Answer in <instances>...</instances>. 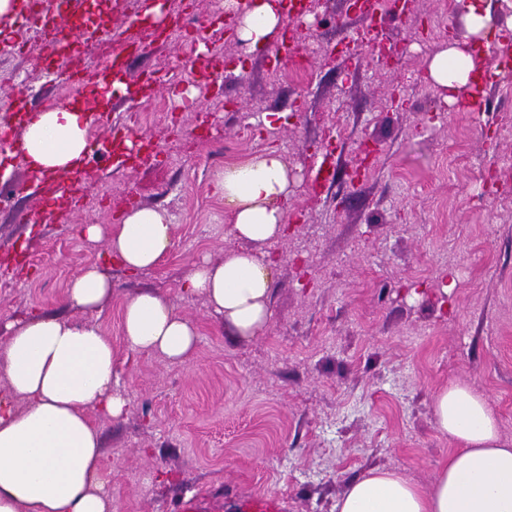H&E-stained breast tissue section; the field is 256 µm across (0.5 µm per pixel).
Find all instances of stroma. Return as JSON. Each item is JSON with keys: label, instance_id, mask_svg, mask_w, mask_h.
Listing matches in <instances>:
<instances>
[{"label": "stroma", "instance_id": "obj_1", "mask_svg": "<svg viewBox=\"0 0 512 512\" xmlns=\"http://www.w3.org/2000/svg\"><path fill=\"white\" fill-rule=\"evenodd\" d=\"M307 2L342 24L303 29L314 54L301 85L268 50L248 52L211 21L212 0H166L169 15L189 6L208 20L207 54L222 64L223 81L191 82L178 31L132 57L130 87L151 73L163 88L190 86L198 109L142 122L135 99L113 96L90 143L125 127L159 155L127 171L86 163L79 205L52 219L19 222L20 213L46 209L47 195L22 155L0 157V257L21 261L0 266V345L2 319L65 313L69 282L90 264L112 281L99 324L113 342L125 300L142 287L167 292L198 325L189 364L131 356L119 368L126 415L91 416L112 461L115 512H176L195 493L223 495L229 508L240 496L275 493L288 512H336L347 482L373 468L430 486L456 449L433 413L451 381L484 394L512 440V181L489 188L481 180L488 166H512V94L504 78L491 79L493 112L473 115L425 79L429 57L470 39L462 0H411L406 13L383 14V42L402 52L391 65L364 49L337 52L367 25L350 0ZM54 52L31 32L21 52L0 55V104L22 83L32 105L42 92L68 96L45 79ZM276 112L286 121L266 128L264 115ZM367 142L381 151L356 184ZM229 146L245 155L278 149L296 177L290 228L267 247L277 262L272 318L249 341L228 334L204 297L179 296L194 263L236 245L212 188ZM326 156L336 181L317 195L310 184ZM137 206L165 209L177 239L135 280L107 260L105 242L75 227L114 226Z\"/></svg>", "mask_w": 512, "mask_h": 512}]
</instances>
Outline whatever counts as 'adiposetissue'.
Segmentation results:
<instances>
[{"label": "adipose tissue", "mask_w": 512, "mask_h": 512, "mask_svg": "<svg viewBox=\"0 0 512 512\" xmlns=\"http://www.w3.org/2000/svg\"><path fill=\"white\" fill-rule=\"evenodd\" d=\"M239 11L237 34L249 49L268 44L282 24L272 0H224ZM475 64L457 47L428 62L432 83L462 89ZM23 156L37 176L81 166L89 149L85 115L68 109L43 112L27 124ZM292 179L287 158L267 149L216 175L213 192L232 213V235L243 248L203 260L181 281L182 296L204 297L225 327L242 339L256 336L270 317L274 262L263 249L285 234ZM175 224L156 207H134L110 231L78 225L81 237L105 241L113 263L140 278L154 271L176 240ZM112 282L95 265L67 289L66 307L83 321L33 312L8 321L0 349V512H112L107 489L112 465L101 431L88 411L121 419L129 400L119 389V354L91 315L102 312ZM121 336L127 353H146L185 365L194 356L198 331L173 302L153 288L124 303ZM440 433L456 450L430 488L396 470L372 469L349 481L338 512H512V441L500 432L487 398L452 382L434 398Z\"/></svg>", "instance_id": "ef3b65f1"}]
</instances>
